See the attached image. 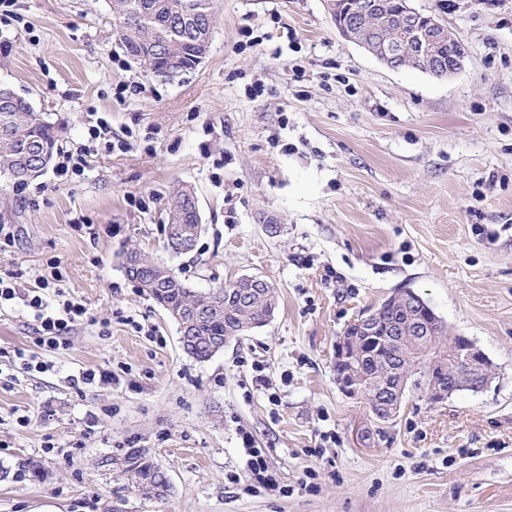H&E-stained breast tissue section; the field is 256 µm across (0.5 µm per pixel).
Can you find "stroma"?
I'll return each instance as SVG.
<instances>
[{
    "label": "stroma",
    "mask_w": 512,
    "mask_h": 512,
    "mask_svg": "<svg viewBox=\"0 0 512 512\" xmlns=\"http://www.w3.org/2000/svg\"><path fill=\"white\" fill-rule=\"evenodd\" d=\"M413 4L465 45L459 73L389 70L324 0H213L207 58L161 80L126 59L112 0H13L0 85L90 151L79 176L0 180V277L34 288L57 263L87 313L27 373L35 313L0 304V512H512V0ZM177 183L203 225L184 255L165 247ZM131 250L200 292L260 277L274 316L196 361L122 273ZM402 289L495 375L441 404L409 387L382 423L340 391L333 345ZM86 369L114 380L72 384ZM245 431L277 490L250 487ZM131 448L167 471L165 499L124 490Z\"/></svg>",
    "instance_id": "stroma-1"
}]
</instances>
